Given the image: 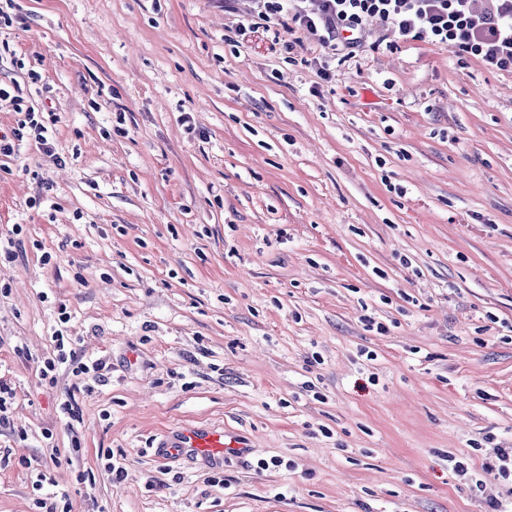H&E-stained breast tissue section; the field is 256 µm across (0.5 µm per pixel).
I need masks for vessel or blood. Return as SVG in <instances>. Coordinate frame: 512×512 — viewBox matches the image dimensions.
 <instances>
[{"label":"vessel or blood","instance_id":"vessel-or-blood-1","mask_svg":"<svg viewBox=\"0 0 512 512\" xmlns=\"http://www.w3.org/2000/svg\"><path fill=\"white\" fill-rule=\"evenodd\" d=\"M246 448L235 436L223 431L187 425L175 434L163 437L157 444L155 456L170 460L180 457L220 461L224 456L243 457Z\"/></svg>","mask_w":512,"mask_h":512}]
</instances>
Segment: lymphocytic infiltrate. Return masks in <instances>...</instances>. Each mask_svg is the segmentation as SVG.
Listing matches in <instances>:
<instances>
[{
  "mask_svg": "<svg viewBox=\"0 0 512 512\" xmlns=\"http://www.w3.org/2000/svg\"><path fill=\"white\" fill-rule=\"evenodd\" d=\"M258 14L277 19L284 33L299 31L313 37L329 54L355 57L364 46L367 20L390 24L407 41H428L454 47L461 55L478 60L492 71L512 72V0H256ZM55 358L45 360L40 379L56 385L60 366H69L74 378L87 371L102 372L103 359L85 364L75 348L66 344L62 331L52 336Z\"/></svg>",
  "mask_w": 512,
  "mask_h": 512,
  "instance_id": "1",
  "label": "lymphocytic infiltrate"
}]
</instances>
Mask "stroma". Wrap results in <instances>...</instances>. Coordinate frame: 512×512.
Wrapping results in <instances>:
<instances>
[{
	"label": "stroma",
	"instance_id": "35a3bbf8",
	"mask_svg": "<svg viewBox=\"0 0 512 512\" xmlns=\"http://www.w3.org/2000/svg\"><path fill=\"white\" fill-rule=\"evenodd\" d=\"M0 84L61 158H0V512L38 469L72 512H512V72L375 22L288 52L252 0H14ZM62 302L104 382L42 384ZM184 425L251 452L158 461Z\"/></svg>",
	"mask_w": 512,
	"mask_h": 512
}]
</instances>
